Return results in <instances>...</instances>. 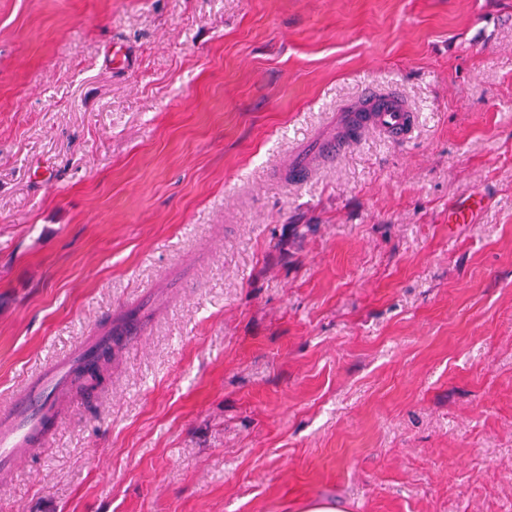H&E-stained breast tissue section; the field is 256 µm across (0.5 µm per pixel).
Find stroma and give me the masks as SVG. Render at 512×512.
<instances>
[{"label":"stroma","instance_id":"stroma-1","mask_svg":"<svg viewBox=\"0 0 512 512\" xmlns=\"http://www.w3.org/2000/svg\"><path fill=\"white\" fill-rule=\"evenodd\" d=\"M132 311L0 512H512V0H0V406ZM358 108L346 107L336 114V122L356 129L351 138L325 140L317 148L328 159H334L343 151L346 142L360 135L366 128L382 131L390 139L404 142L418 120V113L412 110L403 99L393 91L370 93ZM471 194L458 207L448 213V221L452 224H470L475 211L482 209V197Z\"/></svg>","mask_w":512,"mask_h":512}]
</instances>
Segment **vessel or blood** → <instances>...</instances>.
Returning <instances> with one entry per match:
<instances>
[{"instance_id": "1", "label": "vessel or blood", "mask_w": 512, "mask_h": 512, "mask_svg": "<svg viewBox=\"0 0 512 512\" xmlns=\"http://www.w3.org/2000/svg\"><path fill=\"white\" fill-rule=\"evenodd\" d=\"M342 125L364 131L375 128L390 139H407L418 114L392 91L368 95L364 105L337 113ZM481 200L469 195L448 214L452 224H467ZM112 351L108 336H87L71 347L65 357L47 364L38 374L29 376L14 393L7 408L0 411V470H15L27 449L48 443L61 419L63 399L79 382L97 371L103 357Z\"/></svg>"}]
</instances>
